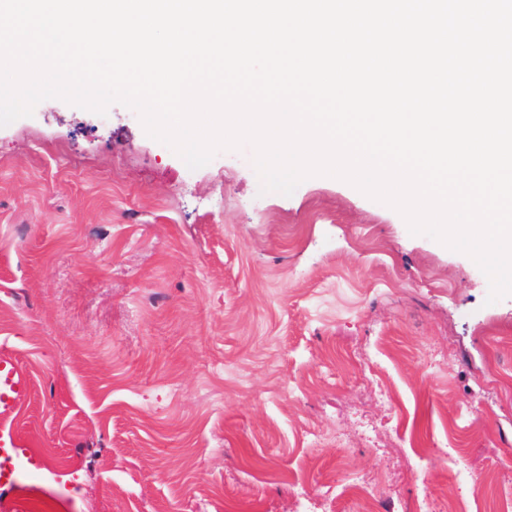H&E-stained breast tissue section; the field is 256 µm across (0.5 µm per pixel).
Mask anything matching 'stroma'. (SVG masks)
Instances as JSON below:
<instances>
[{
  "label": "stroma",
  "mask_w": 512,
  "mask_h": 512,
  "mask_svg": "<svg viewBox=\"0 0 512 512\" xmlns=\"http://www.w3.org/2000/svg\"><path fill=\"white\" fill-rule=\"evenodd\" d=\"M251 146L192 170L138 114L53 99L0 127V512H298L343 472L386 512H512V296ZM25 386V380L18 371L11 357L2 356L0 359V414L13 407L16 395Z\"/></svg>",
  "instance_id": "35a3bbf8"
}]
</instances>
